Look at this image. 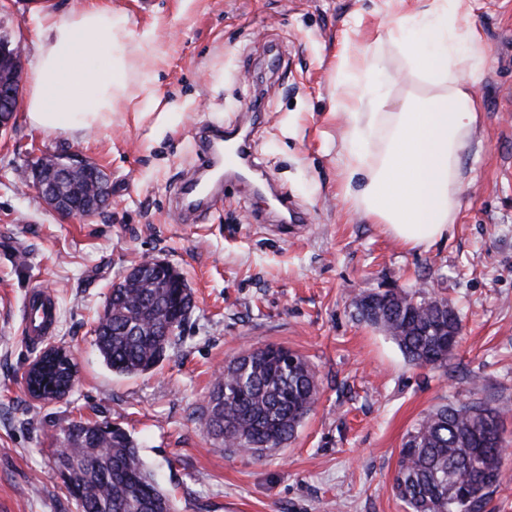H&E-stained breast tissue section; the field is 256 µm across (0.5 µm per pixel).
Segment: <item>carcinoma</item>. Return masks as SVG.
<instances>
[{"label": "carcinoma", "instance_id": "obj_1", "mask_svg": "<svg viewBox=\"0 0 512 512\" xmlns=\"http://www.w3.org/2000/svg\"><path fill=\"white\" fill-rule=\"evenodd\" d=\"M140 269L139 279L112 289L95 330L105 364L121 375L156 367L194 308L192 289L174 267L143 263ZM355 308L360 320L385 332L408 362L448 365L453 354L448 335L462 329L461 316L448 300L390 288L362 292ZM68 371L67 363L46 357L32 383L50 390ZM318 394L315 371L304 356L266 345L224 367V381H215L195 420L224 447L260 456L295 437ZM503 413L478 399L442 404L406 434L392 489L410 512H479L504 479L507 448L495 437ZM108 425L79 418L63 429L66 448L55 463L70 468L66 489L77 512H174L134 437L121 426L101 431Z\"/></svg>", "mask_w": 512, "mask_h": 512}]
</instances>
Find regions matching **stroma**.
I'll list each match as a JSON object with an SVG mask.
<instances>
[{
  "instance_id": "stroma-1",
  "label": "stroma",
  "mask_w": 512,
  "mask_h": 512,
  "mask_svg": "<svg viewBox=\"0 0 512 512\" xmlns=\"http://www.w3.org/2000/svg\"><path fill=\"white\" fill-rule=\"evenodd\" d=\"M133 30L155 29L165 123L118 111L82 138L24 117L0 136V512H76L54 472L53 434L80 416L129 431L176 512H407L392 491L403 439L435 406L472 398L503 408L509 475L481 512H512V0H470L486 50L466 190L452 235L407 250L348 212L338 193L343 120L338 61L373 50L398 0H107ZM239 125L265 179L303 223L262 222L251 187L225 184L202 224L175 220L174 194L196 164L203 123ZM97 164L112 187L101 214L68 219L20 180L42 154ZM171 264L195 307L151 372L106 366L93 328L113 283L147 259ZM447 299L463 331L447 367L410 364L354 306L366 289ZM52 290L49 341L74 354L65 399L31 400L21 381L40 353L22 334L32 290ZM276 344L313 366L318 400L295 438L251 456L201 430L194 413L242 352Z\"/></svg>"
}]
</instances>
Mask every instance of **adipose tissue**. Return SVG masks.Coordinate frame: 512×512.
<instances>
[{"label":"adipose tissue","mask_w":512,"mask_h":512,"mask_svg":"<svg viewBox=\"0 0 512 512\" xmlns=\"http://www.w3.org/2000/svg\"><path fill=\"white\" fill-rule=\"evenodd\" d=\"M469 15L465 0H429L388 22L381 50L342 60L351 76L338 103L348 116L340 195L360 220L410 250L447 238L461 211L462 155L475 145L480 111L473 89L486 63ZM129 24L125 12L96 0L38 13L25 99L31 127L80 138L111 127L118 109L159 106L155 35ZM391 54L415 80L395 112L387 109Z\"/></svg>","instance_id":"obj_1"}]
</instances>
